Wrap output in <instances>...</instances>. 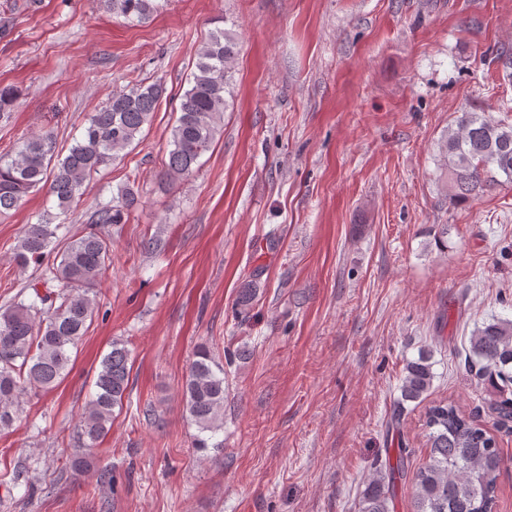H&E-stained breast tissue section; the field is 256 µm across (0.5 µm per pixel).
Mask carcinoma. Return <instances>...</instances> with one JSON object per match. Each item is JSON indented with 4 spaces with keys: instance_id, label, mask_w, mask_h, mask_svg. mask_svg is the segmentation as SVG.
<instances>
[{
    "instance_id": "1",
    "label": "carcinoma",
    "mask_w": 512,
    "mask_h": 512,
    "mask_svg": "<svg viewBox=\"0 0 512 512\" xmlns=\"http://www.w3.org/2000/svg\"><path fill=\"white\" fill-rule=\"evenodd\" d=\"M100 4L141 22L150 20L157 9L155 0H100ZM238 54V41L225 30L211 34L197 50L190 87L181 96L180 115L171 130L164 171L168 180L190 176L221 133ZM163 93L159 80L114 91L91 113L82 138L63 157L55 153L49 132L19 139L10 151L0 153V213L19 208L29 192L44 183L60 214L67 215L93 175L111 165L151 125ZM14 102L12 88L0 87V122L11 117ZM438 169L440 193L453 205L467 203L494 186L511 185L512 125L480 112L458 113L455 126L441 141ZM135 203L133 191L125 188L116 202L95 209L94 228L72 239L52 266L58 291L0 311V432L13 426L27 390L47 391L68 374L73 349L95 312V287L111 261L110 227L121 223ZM53 220L46 214L28 225L18 244L21 262L42 264L60 229ZM129 361L130 351L119 341L103 356L95 394L78 424L82 447H94L109 432L115 409H123ZM434 365L429 351L406 362L397 412H403L407 402L425 399L435 378ZM468 366L495 388L500 381L512 383V319L494 316L473 331ZM224 392V366L208 346H198L183 398L186 414L198 429L194 448L200 452L223 447L221 441L212 445L209 441L224 428ZM490 413L498 425L511 423L512 399L494 400ZM424 426L428 460L411 470L410 449L400 448L396 459L378 463L360 492L359 512H390L398 480L412 489L413 512H494L497 479L508 461L496 439L449 400L427 408Z\"/></svg>"
}]
</instances>
